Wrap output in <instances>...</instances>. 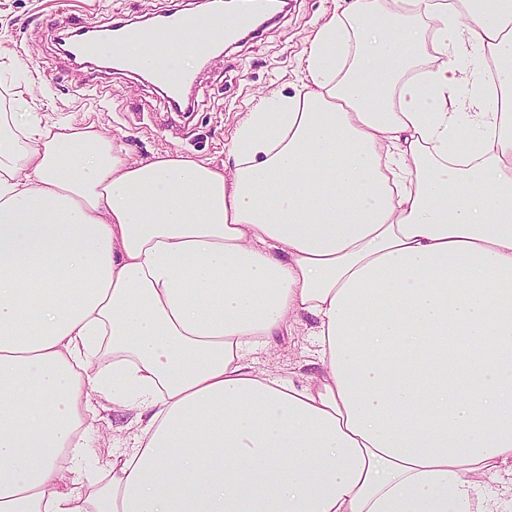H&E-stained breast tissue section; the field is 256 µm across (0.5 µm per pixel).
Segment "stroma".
<instances>
[{"label": "stroma", "instance_id": "1", "mask_svg": "<svg viewBox=\"0 0 512 512\" xmlns=\"http://www.w3.org/2000/svg\"><path fill=\"white\" fill-rule=\"evenodd\" d=\"M198 0H0V113L17 100L46 102L51 121H87L107 137L121 139L129 155L144 159L180 151L216 164L242 117L272 94H293L305 76V58L317 28L339 0H288L280 19L256 29L226 55L214 56L196 74L189 111H170L138 75L116 80L101 64L89 65L63 53L54 37L59 28L132 23L155 14L190 12ZM303 316L274 347L254 354V367L295 385L306 384L321 365ZM86 432L88 461L108 476L112 456L131 448L142 427L136 411H116L95 399Z\"/></svg>", "mask_w": 512, "mask_h": 512}]
</instances>
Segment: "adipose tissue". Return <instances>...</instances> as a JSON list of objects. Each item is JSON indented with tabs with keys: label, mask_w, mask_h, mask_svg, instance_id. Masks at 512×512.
Masks as SVG:
<instances>
[{
	"label": "adipose tissue",
	"mask_w": 512,
	"mask_h": 512,
	"mask_svg": "<svg viewBox=\"0 0 512 512\" xmlns=\"http://www.w3.org/2000/svg\"><path fill=\"white\" fill-rule=\"evenodd\" d=\"M393 4L332 14L219 165L0 116V512L512 500L476 484L512 463V0ZM191 18L186 72L224 43ZM465 56L494 72L460 112ZM302 314L322 374H258ZM97 397L147 418L104 486L81 441Z\"/></svg>",
	"instance_id": "1"
}]
</instances>
